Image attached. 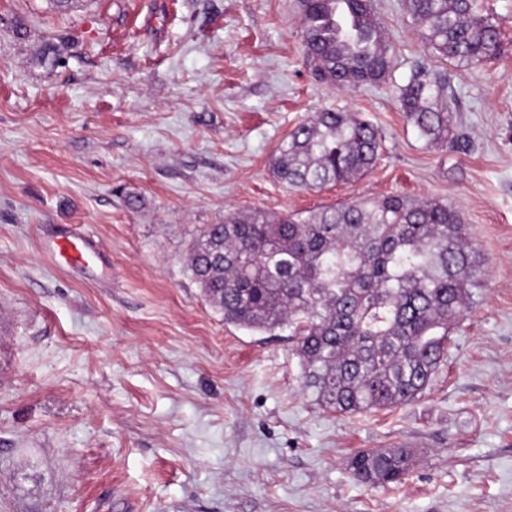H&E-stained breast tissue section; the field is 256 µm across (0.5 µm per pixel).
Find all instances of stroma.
Masks as SVG:
<instances>
[{
    "label": "stroma",
    "mask_w": 512,
    "mask_h": 512,
    "mask_svg": "<svg viewBox=\"0 0 512 512\" xmlns=\"http://www.w3.org/2000/svg\"><path fill=\"white\" fill-rule=\"evenodd\" d=\"M483 2L500 48L447 66L452 149L399 110L407 0H372L390 77L346 90L308 69L298 0H0V512H512V0ZM327 108L371 122L379 158L282 184L277 146ZM392 193L458 209L487 262L430 389L339 415L299 394L287 334L211 307L191 233ZM68 232L89 265L45 252ZM371 448L413 449L401 484L353 480Z\"/></svg>",
    "instance_id": "1"
}]
</instances>
